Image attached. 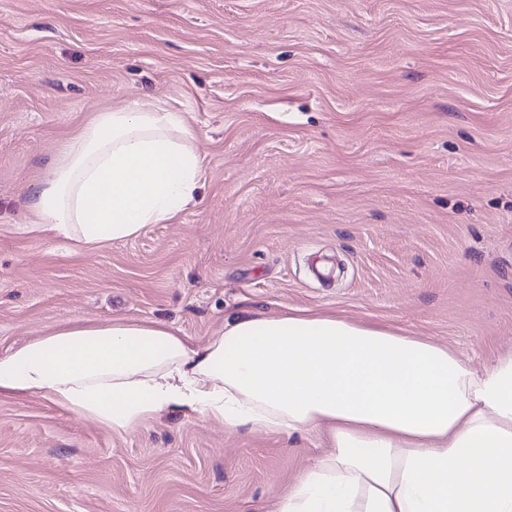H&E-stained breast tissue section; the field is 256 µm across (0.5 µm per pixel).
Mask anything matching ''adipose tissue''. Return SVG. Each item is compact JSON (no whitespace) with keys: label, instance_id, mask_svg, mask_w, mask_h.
Masks as SVG:
<instances>
[{"label":"adipose tissue","instance_id":"adipose-tissue-1","mask_svg":"<svg viewBox=\"0 0 512 512\" xmlns=\"http://www.w3.org/2000/svg\"><path fill=\"white\" fill-rule=\"evenodd\" d=\"M182 115L94 113L29 190L24 230L101 250L193 204ZM0 395H37L115 433L171 411L225 428L323 433L270 512H512V351L484 368L432 340L333 312L240 315L196 343L164 322L61 323L0 354Z\"/></svg>","mask_w":512,"mask_h":512}]
</instances>
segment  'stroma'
<instances>
[{
  "mask_svg": "<svg viewBox=\"0 0 512 512\" xmlns=\"http://www.w3.org/2000/svg\"><path fill=\"white\" fill-rule=\"evenodd\" d=\"M135 100L196 133L194 205L97 252L22 232L74 129ZM287 308L512 349V0H0V353ZM321 445L0 396V512H265Z\"/></svg>",
  "mask_w": 512,
  "mask_h": 512,
  "instance_id": "1",
  "label": "stroma"
}]
</instances>
